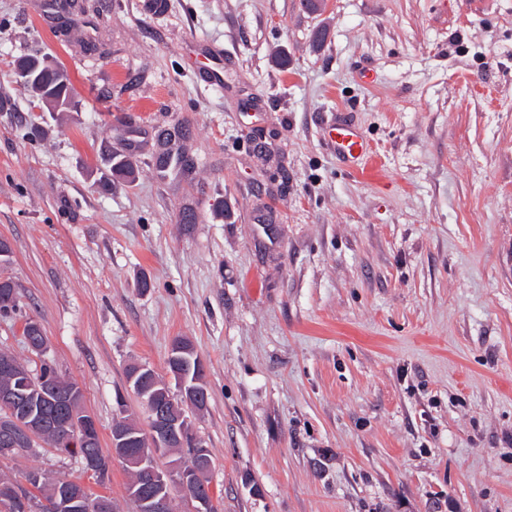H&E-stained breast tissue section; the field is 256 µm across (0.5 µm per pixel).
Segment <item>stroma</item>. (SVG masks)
I'll use <instances>...</instances> for the list:
<instances>
[{"instance_id":"1","label":"stroma","mask_w":512,"mask_h":512,"mask_svg":"<svg viewBox=\"0 0 512 512\" xmlns=\"http://www.w3.org/2000/svg\"><path fill=\"white\" fill-rule=\"evenodd\" d=\"M85 6L0 0V350L35 364L36 320L108 455L127 367L189 337L219 512H512V0ZM30 55L73 108L33 111ZM31 470L84 477L0 459ZM331 139L336 153L343 159H356L368 154V144L364 134L350 124H339L332 128Z\"/></svg>"}]
</instances>
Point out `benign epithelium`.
Returning <instances> with one entry per match:
<instances>
[{
    "mask_svg": "<svg viewBox=\"0 0 512 512\" xmlns=\"http://www.w3.org/2000/svg\"><path fill=\"white\" fill-rule=\"evenodd\" d=\"M13 75L16 81L26 86L37 103V107L44 106L53 110H67L72 106V91L65 95H57L55 89L41 82V73L38 67L17 65ZM170 379L164 381L165 389L163 400L154 395L141 398L147 413L151 437L147 447H132V438L125 429L112 426V457L100 456L86 460L89 473L97 475L99 481L104 482L111 471V462L118 459L124 463H132L141 469V473L148 477L154 490L144 493L134 486L128 496L135 502L136 512H174L173 497L165 492V486L175 480L190 488V482L199 476V468L211 461L209 450L203 441L196 438L192 448L183 452L182 458L169 464L166 468L158 466L156 458L162 452H168L175 440L182 439L189 420L180 416H171L163 407V402L184 400L191 402L192 397L204 388V381L197 380L194 385H188L183 377L172 379L174 373H169ZM42 425L39 420L23 427L28 439L23 441L24 447L17 446V436L12 433V423L9 418L0 419V427L5 435L0 439V455L4 457L17 456L27 451L37 450L40 439L32 435V430ZM96 429V420L89 415L78 418L74 415L63 417L58 423L52 425L51 430L62 448L72 440V434L80 431L91 436ZM45 479L42 473H35L22 480L20 485H6L0 488V512H88L92 508H101L102 500L90 493L88 486L67 487L65 493L57 494L51 501L37 500L30 496Z\"/></svg>",
    "mask_w": 512,
    "mask_h": 512,
    "instance_id": "obj_1",
    "label": "benign epithelium"
}]
</instances>
